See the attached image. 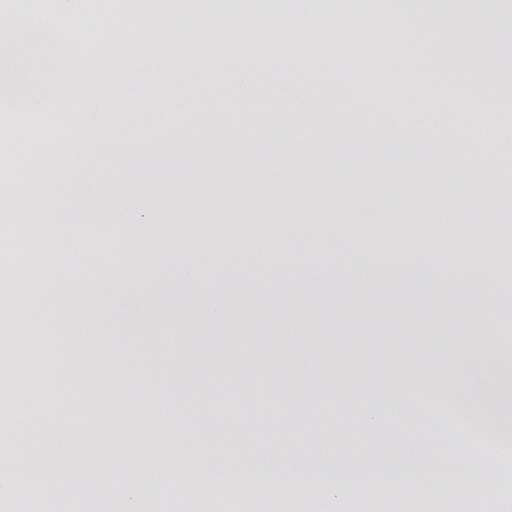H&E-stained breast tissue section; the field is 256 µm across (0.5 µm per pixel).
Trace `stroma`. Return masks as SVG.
<instances>
[{
	"mask_svg": "<svg viewBox=\"0 0 512 512\" xmlns=\"http://www.w3.org/2000/svg\"><path fill=\"white\" fill-rule=\"evenodd\" d=\"M388 9L396 23L356 56L329 50L357 83L347 97L305 56L314 20L233 0L129 9L102 53L111 19L96 0H47L77 44L44 104L74 130L56 154L31 157L23 140L8 162L47 172L0 209L14 224L0 269L24 277L44 348L0 344V366L22 364L29 382L0 389V436L51 479L13 508L128 512V485L150 471L128 442L147 435L177 445L176 470L218 448L215 467L298 475L292 512H336L312 482L325 473L368 512H512V475L473 471L469 434L437 413L463 402L483 429L512 432V256L494 247L512 239L499 169L512 144L452 126L442 155L438 120L397 115L456 53L476 66L451 84L512 91V0ZM247 53L265 64L263 96L230 78ZM396 71L409 83L381 93ZM492 198L494 221L475 220ZM490 279L497 291L472 303ZM88 466L100 480L81 479Z\"/></svg>",
	"mask_w": 512,
	"mask_h": 512,
	"instance_id": "stroma-1",
	"label": "stroma"
}]
</instances>
